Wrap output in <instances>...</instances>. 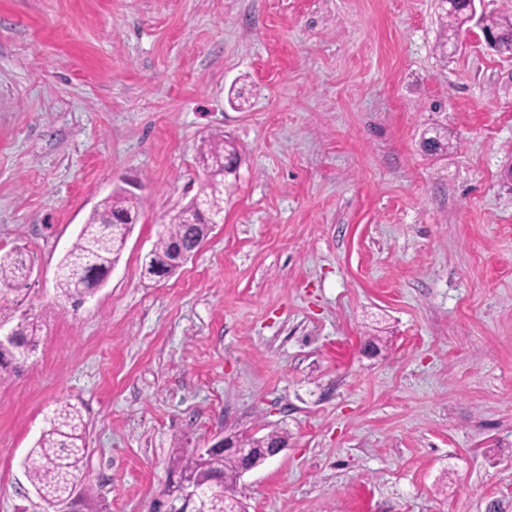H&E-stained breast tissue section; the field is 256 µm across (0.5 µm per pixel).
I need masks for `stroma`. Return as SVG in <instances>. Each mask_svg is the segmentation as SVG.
Listing matches in <instances>:
<instances>
[{"label": "stroma", "mask_w": 512, "mask_h": 512, "mask_svg": "<svg viewBox=\"0 0 512 512\" xmlns=\"http://www.w3.org/2000/svg\"><path fill=\"white\" fill-rule=\"evenodd\" d=\"M214 133L242 158L224 221L146 278ZM511 163L512 59L436 0H0V250L33 267L0 326L40 327L0 384V512H52L22 462L63 402L101 512H149L178 455L272 430L246 512H512ZM118 188L141 200L119 262L57 309Z\"/></svg>", "instance_id": "obj_1"}]
</instances>
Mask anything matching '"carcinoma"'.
I'll use <instances>...</instances> for the list:
<instances>
[{"mask_svg":"<svg viewBox=\"0 0 512 512\" xmlns=\"http://www.w3.org/2000/svg\"><path fill=\"white\" fill-rule=\"evenodd\" d=\"M482 30L509 34L512 32V17H488L482 19ZM234 149L231 142L222 135L208 139L199 150V164L208 168L212 177L201 182L196 198L217 207L224 205V153ZM139 199L122 189L112 192L98 209L93 211L87 224L71 245L60 262L56 277V291L59 305L81 306L90 296L85 288L87 271H93V280L102 281L117 264L122 246L119 235L128 228L126 224H112L115 213L136 214ZM211 225L202 223V216L188 203L171 216L165 229L158 236L154 248L146 257L143 274L153 278V271L161 268L176 272L177 266L170 265L173 249L180 245L193 249L204 242ZM29 266L21 250L0 253V288H13L26 278ZM37 328L24 319L17 324L16 342L0 344V381L7 380L22 371L29 357L39 345ZM87 425L81 411L70 403L58 406L46 418V426L37 442L24 460L26 474L38 497L52 506L69 487L77 486L83 478ZM180 475L184 479L200 483L234 481L236 463L231 457L220 452H193L178 460Z\"/></svg>","mask_w":512,"mask_h":512,"instance_id":"1","label":"carcinoma"}]
</instances>
